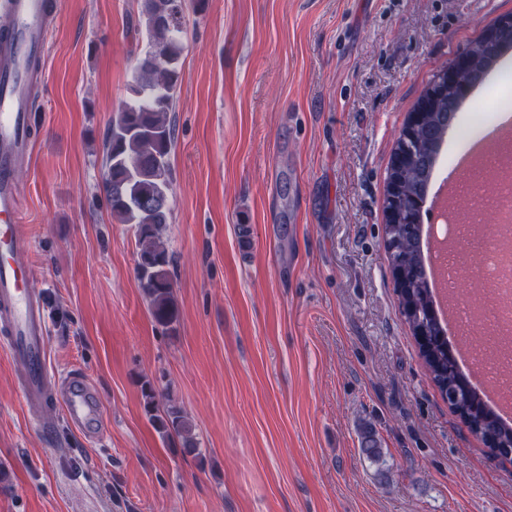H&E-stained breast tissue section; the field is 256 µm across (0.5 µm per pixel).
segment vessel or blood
<instances>
[{
    "label": "vessel or blood",
    "mask_w": 512,
    "mask_h": 512,
    "mask_svg": "<svg viewBox=\"0 0 512 512\" xmlns=\"http://www.w3.org/2000/svg\"><path fill=\"white\" fill-rule=\"evenodd\" d=\"M11 17L10 40L0 45V346L22 373L20 388L28 416L39 431L53 433L46 407L63 404L67 419L98 439L105 422L90 383L79 374L51 378L46 370L47 325L27 284V250L17 233L21 195L13 171L29 150L32 102L26 85L29 59L44 56L48 34L44 0H0Z\"/></svg>",
    "instance_id": "obj_1"
}]
</instances>
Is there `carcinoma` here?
<instances>
[{
	"label": "carcinoma",
	"instance_id": "carcinoma-1",
	"mask_svg": "<svg viewBox=\"0 0 512 512\" xmlns=\"http://www.w3.org/2000/svg\"><path fill=\"white\" fill-rule=\"evenodd\" d=\"M185 9L186 0H140L138 26L145 29L146 44L136 60L129 97L111 118L103 155L104 189L112 218L135 226L138 274L149 298L150 314L156 323L171 329L178 321V307L161 235L170 216V153L174 144L170 112L183 52ZM511 49L512 40L490 39L483 31L448 62L455 78L434 96L430 90L438 75H433L415 105L424 112L422 122L399 138L394 148L393 158L399 164L397 196L403 204L412 205L428 195L432 164L463 104L461 90L483 84ZM402 220L401 224L385 226L392 265L403 272L400 288L396 289L401 313L411 331L422 328L429 333L432 343L420 347V356L433 381L443 396H455L450 401L453 412L481 434L495 456L504 452L505 446H512V424L486 406L475 390L467 388L466 375L460 369L448 366L447 328L427 317L433 298L420 246L421 211ZM143 396L157 429L175 433L183 447L196 449L192 425L182 410L170 406L158 414L154 412L152 389L144 390ZM360 452L374 462L382 457V448L371 434L363 437Z\"/></svg>",
	"mask_w": 512,
	"mask_h": 512
}]
</instances>
